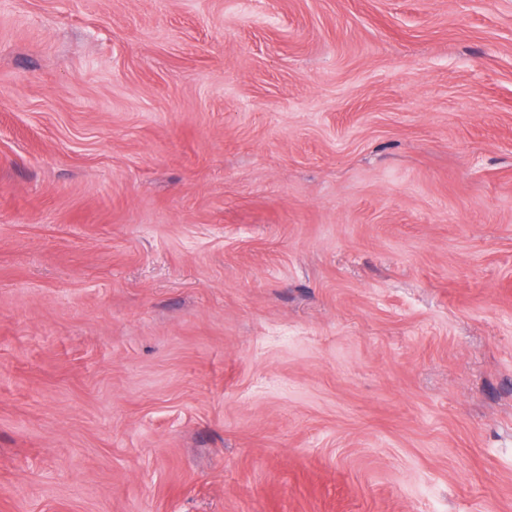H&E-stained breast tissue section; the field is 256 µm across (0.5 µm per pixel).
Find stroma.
I'll return each instance as SVG.
<instances>
[{"label":"stroma","instance_id":"stroma-1","mask_svg":"<svg viewBox=\"0 0 512 512\" xmlns=\"http://www.w3.org/2000/svg\"><path fill=\"white\" fill-rule=\"evenodd\" d=\"M0 512H512V0H0Z\"/></svg>","mask_w":512,"mask_h":512}]
</instances>
